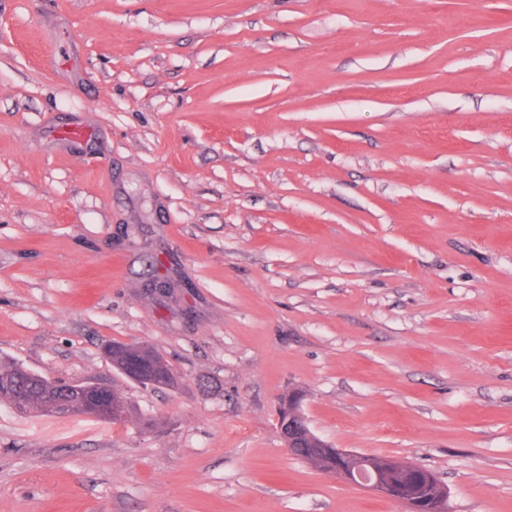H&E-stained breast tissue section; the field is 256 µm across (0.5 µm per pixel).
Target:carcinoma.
I'll use <instances>...</instances> for the list:
<instances>
[{"instance_id": "obj_1", "label": "carcinoma", "mask_w": 512, "mask_h": 512, "mask_svg": "<svg viewBox=\"0 0 512 512\" xmlns=\"http://www.w3.org/2000/svg\"><path fill=\"white\" fill-rule=\"evenodd\" d=\"M117 351L112 354V366L118 371L131 370L137 374L151 376L156 387L166 388L175 385L176 377L172 369L163 363V358L146 344L115 343ZM69 386L57 385L49 381L32 384L18 372L17 365L0 366V401L8 403L21 414L39 412L48 414L47 399L66 404L71 401Z\"/></svg>"}]
</instances>
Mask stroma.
I'll use <instances>...</instances> for the list:
<instances>
[{"mask_svg":"<svg viewBox=\"0 0 512 512\" xmlns=\"http://www.w3.org/2000/svg\"><path fill=\"white\" fill-rule=\"evenodd\" d=\"M1 362L131 413L0 403V512H402L292 391L512 512V0H0ZM118 350L112 353V366L123 373L131 370L137 374L151 376L156 381L155 388L174 387L176 377L171 368L163 363V358L147 344H124L113 342ZM108 387L97 382H80L71 384V393L82 402L94 405L90 411L84 413L85 415L93 419H102L109 415L111 409L107 402V394L103 391ZM129 413V406L112 389V422L125 420ZM302 396L300 393H289L288 398L279 407L277 428L285 442L288 451L294 455L304 451V441H310L318 448H312L315 453L324 452L333 456L335 463L330 467L326 456L314 459L311 456L301 458L314 461L319 468L327 469L324 472L352 485L368 489L379 497L398 502L405 512H436L441 506L433 507L432 503H426V499L413 497L406 493L402 486L388 479L385 475L382 479L379 475V466L375 465V458L383 460V466L397 472L420 471L427 476L428 482L432 481L431 473L407 462H401L393 458L376 457L372 455L355 453L342 448H332L330 443L315 436L310 430L305 417L300 410ZM285 421L282 423V420ZM319 459V460H318ZM373 473V476L371 475Z\"/></svg>","mask_w":512,"mask_h":512,"instance_id":"35a3bbf8","label":"stroma"}]
</instances>
